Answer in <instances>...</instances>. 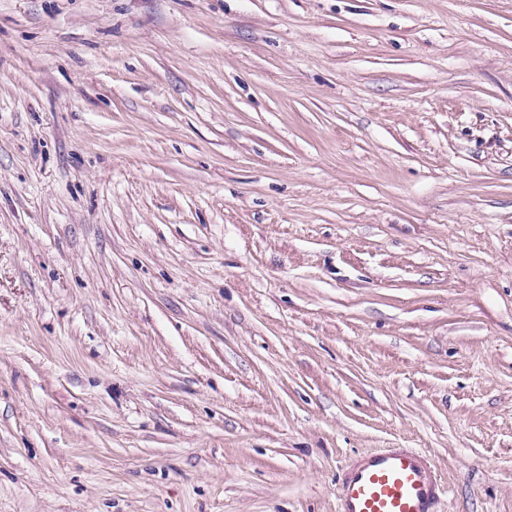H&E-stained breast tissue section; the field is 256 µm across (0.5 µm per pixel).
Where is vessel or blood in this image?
I'll return each instance as SVG.
<instances>
[{
    "instance_id": "vessel-or-blood-1",
    "label": "vessel or blood",
    "mask_w": 512,
    "mask_h": 512,
    "mask_svg": "<svg viewBox=\"0 0 512 512\" xmlns=\"http://www.w3.org/2000/svg\"><path fill=\"white\" fill-rule=\"evenodd\" d=\"M448 492L428 455L414 448H385L347 461L337 512H437Z\"/></svg>"
}]
</instances>
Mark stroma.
<instances>
[{
	"instance_id": "35a3bbf8",
	"label": "stroma",
	"mask_w": 512,
	"mask_h": 512,
	"mask_svg": "<svg viewBox=\"0 0 512 512\" xmlns=\"http://www.w3.org/2000/svg\"><path fill=\"white\" fill-rule=\"evenodd\" d=\"M512 512V0H0V512ZM448 492L428 455L415 448H385L347 461L337 512H438Z\"/></svg>"
}]
</instances>
